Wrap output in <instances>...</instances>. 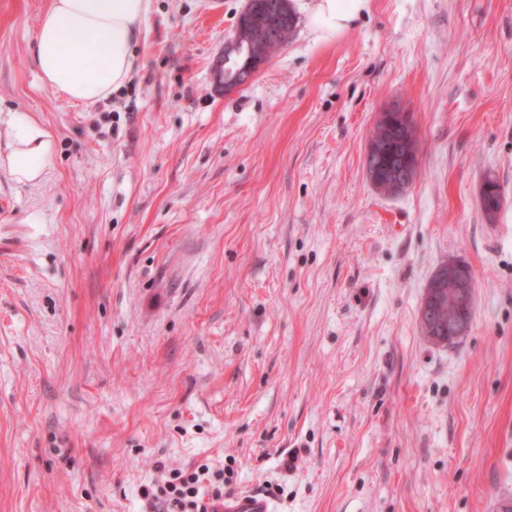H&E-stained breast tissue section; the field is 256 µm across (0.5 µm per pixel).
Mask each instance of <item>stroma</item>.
I'll use <instances>...</instances> for the list:
<instances>
[{
	"label": "stroma",
	"mask_w": 512,
	"mask_h": 512,
	"mask_svg": "<svg viewBox=\"0 0 512 512\" xmlns=\"http://www.w3.org/2000/svg\"><path fill=\"white\" fill-rule=\"evenodd\" d=\"M49 4L0 0V512H146L197 462L274 512L512 503V0H368L330 42L299 12L229 94L246 0H152L91 104L36 69ZM393 106L420 166L385 195L365 154ZM16 112L55 135L34 184L4 164ZM451 259L476 288L448 349L418 310Z\"/></svg>",
	"instance_id": "1"
}]
</instances>
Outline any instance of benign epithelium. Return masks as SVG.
<instances>
[{
	"label": "benign epithelium",
	"mask_w": 512,
	"mask_h": 512,
	"mask_svg": "<svg viewBox=\"0 0 512 512\" xmlns=\"http://www.w3.org/2000/svg\"><path fill=\"white\" fill-rule=\"evenodd\" d=\"M288 0H274L272 3H257L247 0L245 9L237 18V25H243V20L251 18L254 10L259 9L264 14V20L251 25L246 35L235 29L234 35L224 42V51L215 63L216 90L224 92L229 88L226 78L229 74L228 65L232 59L245 53L251 56V65L234 73L233 84L241 88L248 84L255 73L267 65L271 57L262 49L271 44L279 43L286 35L284 22L288 18ZM410 120L409 115L399 108H390L379 113L378 122L391 126L396 130L402 129ZM399 151V164L394 166L367 165L370 181L373 184L399 189L410 185L414 173L419 167V153L408 140L398 138L390 143L370 138L365 160ZM457 286V308L443 313V289L448 281ZM475 298L474 276L471 269L462 261L448 260L441 263L430 277L424 292L418 312V324L425 340L435 346L465 339L471 328V312Z\"/></svg>",
	"instance_id": "7a95c632"
}]
</instances>
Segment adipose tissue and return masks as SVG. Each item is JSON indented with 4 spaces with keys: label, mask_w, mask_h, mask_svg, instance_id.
<instances>
[{
    "label": "adipose tissue",
    "mask_w": 512,
    "mask_h": 512,
    "mask_svg": "<svg viewBox=\"0 0 512 512\" xmlns=\"http://www.w3.org/2000/svg\"><path fill=\"white\" fill-rule=\"evenodd\" d=\"M368 0H314L309 26L321 41L335 39L360 17ZM151 0H51L35 36L34 63L42 81L80 103L109 98L131 77L135 46ZM9 172L21 183L39 182L54 159V136L29 116L13 117Z\"/></svg>",
    "instance_id": "adipose-tissue-1"
}]
</instances>
